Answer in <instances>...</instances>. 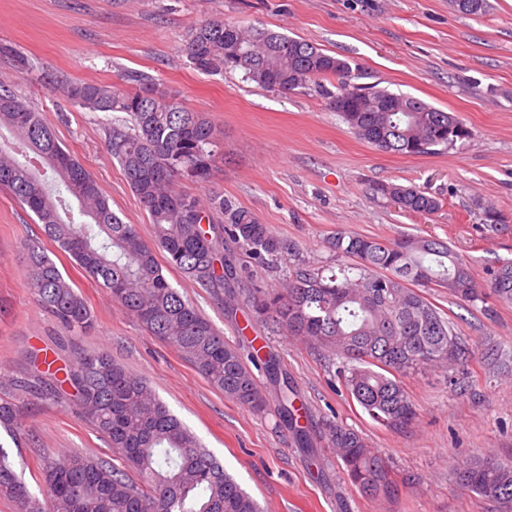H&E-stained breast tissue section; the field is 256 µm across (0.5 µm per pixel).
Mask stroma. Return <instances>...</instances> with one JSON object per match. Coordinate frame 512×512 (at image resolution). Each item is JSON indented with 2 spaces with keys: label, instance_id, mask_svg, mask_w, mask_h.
Listing matches in <instances>:
<instances>
[{
  "label": "stroma",
  "instance_id": "35a3bbf8",
  "mask_svg": "<svg viewBox=\"0 0 512 512\" xmlns=\"http://www.w3.org/2000/svg\"><path fill=\"white\" fill-rule=\"evenodd\" d=\"M481 16L449 0H0V82L39 109L59 142L91 173L112 211L151 238L148 214L107 148L112 113L68 103L57 83H104L121 74L154 78L219 130L209 182L178 187L205 198L223 193L255 213L299 257L322 266L324 238L344 230L392 239L433 237L466 259L481 277L512 259V0H489ZM239 21L303 38L349 60L368 82L454 113L472 132L449 150L403 156L357 138L330 107L325 88L288 93L244 81L241 72L210 75L183 52L188 29L206 19ZM378 183L420 188L440 199L432 215H410L374 196ZM496 211L499 224L486 219ZM33 214L0 186V396L36 373L35 356L54 361L46 381L62 380L77 353L105 350L147 379L160 398L261 504L263 512H498L456 481L459 465L492 454L512 460V376L469 366V391L448 388L445 371L406 377L415 422L394 430L374 421L336 390L335 355L253 319L247 301L227 307L212 290L164 267L167 280L223 333L250 352L262 337L294 383L309 415L313 452L300 448L279 419V390L262 370L265 413L248 411L207 382L172 347L148 335L74 260L47 243L49 256L86 300L90 334L64 329L24 285L23 243L41 237ZM456 333L512 345V304L488 300L466 308L447 289L428 291ZM51 400L22 398L25 438L9 453L31 492L45 498L43 458L80 453L114 461L105 437L85 419L62 385ZM335 420L363 434L387 459L393 495L362 497L320 433Z\"/></svg>",
  "mask_w": 512,
  "mask_h": 512
}]
</instances>
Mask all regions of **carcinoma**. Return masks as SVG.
<instances>
[{"instance_id":"carcinoma-1","label":"carcinoma","mask_w":512,"mask_h":512,"mask_svg":"<svg viewBox=\"0 0 512 512\" xmlns=\"http://www.w3.org/2000/svg\"><path fill=\"white\" fill-rule=\"evenodd\" d=\"M204 73L240 70L257 86L286 93L337 78L330 106L338 111L348 89L365 91L361 111H339L353 133L377 149L407 156L446 150L470 137L454 114L419 99L413 112H381L411 97L352 82L348 60L314 44L255 25L204 20L192 26L183 48ZM128 90L117 83H62L68 101L91 112H122L126 120L108 128V144L153 224L146 241L138 225L114 213L97 182L58 141L42 114L0 83V186L8 188L42 225L44 235L106 288L151 336L175 348L213 387L242 407L261 413L267 402L237 348L168 282L157 255L201 288L224 291L228 306L239 300L250 265L272 268L297 256V244L275 237L249 209L222 195L206 202L176 187L177 180H204L218 152L217 128L203 112L160 91L149 77ZM374 191L406 213L430 215L437 198L413 187L381 184ZM79 218H74V215ZM336 267L300 262L286 287L254 288L247 302L263 321L340 359L336 379L375 421L403 429L417 409L402 378L427 367L449 371L448 382L468 392L467 367L478 354L512 371V347L472 342L428 299L430 288H446L460 306L475 308L494 298L512 304V261L480 280L466 260L436 238L379 239L338 231L324 240ZM25 286L68 331L85 332L92 316L83 296L59 271L40 242H24ZM251 264H246V260ZM454 347L448 355V346ZM269 379L279 384V416L299 447L311 438L297 425L296 390L280 381V361L254 352ZM83 415L119 455L117 467L68 455L45 460V500L32 494L0 442V496L17 512H261L258 502L224 471L198 437L159 399L150 383L116 364L106 352H81L66 372ZM16 390L49 395L42 381H16ZM21 407L0 399V431L13 444L22 434ZM323 439L336 451L346 475L363 496L394 492L386 461L353 428L329 421ZM461 485L512 512V461L491 455L457 471Z\"/></svg>"}]
</instances>
